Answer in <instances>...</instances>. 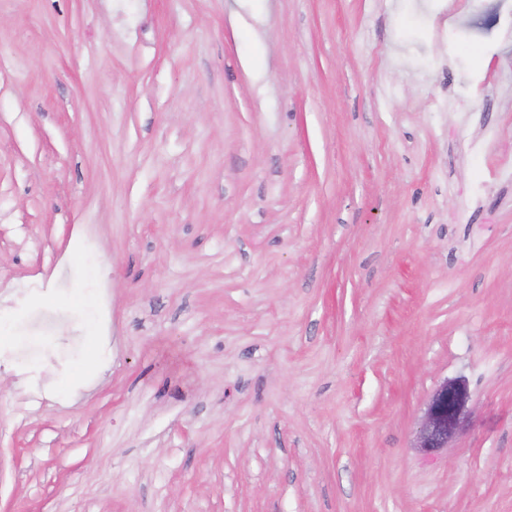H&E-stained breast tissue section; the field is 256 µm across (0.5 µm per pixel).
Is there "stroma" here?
I'll return each instance as SVG.
<instances>
[{
    "mask_svg": "<svg viewBox=\"0 0 512 512\" xmlns=\"http://www.w3.org/2000/svg\"><path fill=\"white\" fill-rule=\"evenodd\" d=\"M470 10L0 0V512H512V0ZM103 359L104 354L98 348L96 343L93 342V344H90L88 346L86 355L83 358L82 362L79 364L76 370L72 372L71 375L68 377L66 381V387L71 388L77 386L81 382L83 376L86 373L97 368L102 363ZM469 389L463 380H445L430 397L421 425L415 434L416 448L434 453L448 447L464 419Z\"/></svg>",
    "mask_w": 512,
    "mask_h": 512,
    "instance_id": "stroma-1",
    "label": "stroma"
}]
</instances>
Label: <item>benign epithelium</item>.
<instances>
[{
  "label": "benign epithelium",
  "mask_w": 512,
  "mask_h": 512,
  "mask_svg": "<svg viewBox=\"0 0 512 512\" xmlns=\"http://www.w3.org/2000/svg\"><path fill=\"white\" fill-rule=\"evenodd\" d=\"M469 389L465 381L442 382L430 397L421 425L415 434L416 447L434 453L448 447L464 419Z\"/></svg>",
  "instance_id": "1"
}]
</instances>
